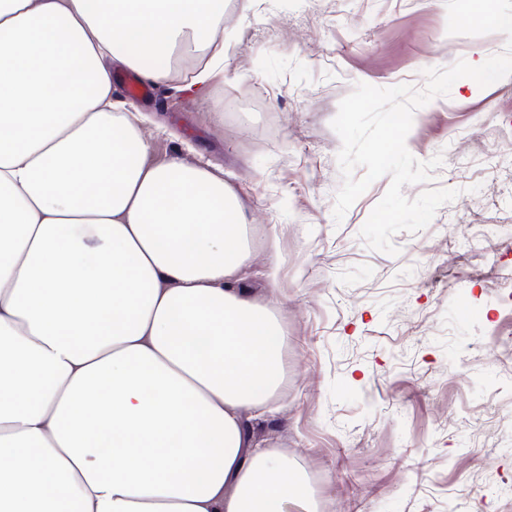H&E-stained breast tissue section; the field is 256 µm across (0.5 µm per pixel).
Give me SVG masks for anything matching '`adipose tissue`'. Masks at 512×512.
I'll use <instances>...</instances> for the list:
<instances>
[{"instance_id": "ef3b65f1", "label": "adipose tissue", "mask_w": 512, "mask_h": 512, "mask_svg": "<svg viewBox=\"0 0 512 512\" xmlns=\"http://www.w3.org/2000/svg\"><path fill=\"white\" fill-rule=\"evenodd\" d=\"M222 0H0V512H320L260 447L288 334L222 173L149 159L127 68L224 69Z\"/></svg>"}]
</instances>
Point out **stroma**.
I'll use <instances>...</instances> for the list:
<instances>
[{
	"instance_id": "35a3bbf8",
	"label": "stroma",
	"mask_w": 512,
	"mask_h": 512,
	"mask_svg": "<svg viewBox=\"0 0 512 512\" xmlns=\"http://www.w3.org/2000/svg\"><path fill=\"white\" fill-rule=\"evenodd\" d=\"M223 37V74L133 106L152 161L222 167L248 214L243 285L288 330L255 439L299 461L322 512H512V76L415 112L408 150L443 164L403 193L459 195L394 256L359 236L389 177L333 217L331 127L357 83L420 89L505 35H448L445 0H226Z\"/></svg>"
}]
</instances>
